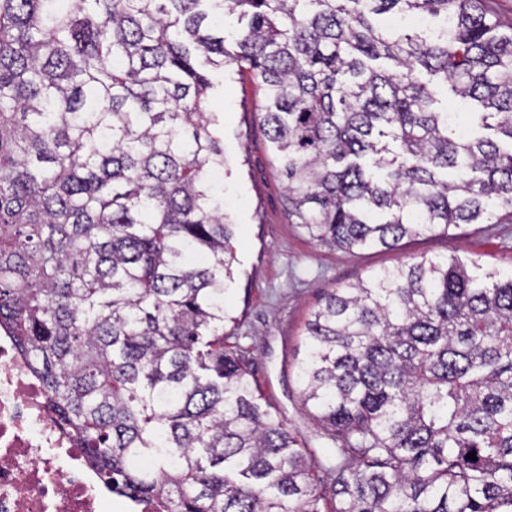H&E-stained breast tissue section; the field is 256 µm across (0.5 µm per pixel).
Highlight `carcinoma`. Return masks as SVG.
I'll list each match as a JSON object with an SVG mask.
<instances>
[{"label": "carcinoma", "instance_id": "carcinoma-1", "mask_svg": "<svg viewBox=\"0 0 512 512\" xmlns=\"http://www.w3.org/2000/svg\"><path fill=\"white\" fill-rule=\"evenodd\" d=\"M493 4L0 0V330L112 493L145 512H512V270L422 257L321 296L297 376L343 443L327 506L224 347L235 225L209 110L213 71L252 74L288 215L322 244L512 224V18ZM394 13L442 24L379 26ZM434 82L494 136L461 132Z\"/></svg>", "mask_w": 512, "mask_h": 512}]
</instances>
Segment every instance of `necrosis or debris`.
I'll return each mask as SVG.
<instances>
[{
  "mask_svg": "<svg viewBox=\"0 0 512 512\" xmlns=\"http://www.w3.org/2000/svg\"><path fill=\"white\" fill-rule=\"evenodd\" d=\"M83 449L58 426L46 392L0 336V512H112Z\"/></svg>",
  "mask_w": 512,
  "mask_h": 512,
  "instance_id": "obj_1",
  "label": "necrosis or debris"
}]
</instances>
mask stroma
Wrapping results in <instances>:
<instances>
[{
	"mask_svg": "<svg viewBox=\"0 0 512 512\" xmlns=\"http://www.w3.org/2000/svg\"><path fill=\"white\" fill-rule=\"evenodd\" d=\"M215 81L212 109L224 122V210L237 226L235 276L226 292L232 319L224 325V344L247 364L265 402L319 458L317 476L328 490L342 442L314 422L297 379L305 326L319 298L412 257L458 255L485 269H511L512 224H471L462 236L415 237L398 250L321 245L288 218L285 180L257 110L262 93L250 73L230 65Z\"/></svg>",
	"mask_w": 512,
	"mask_h": 512,
	"instance_id": "1",
	"label": "stroma"
}]
</instances>
